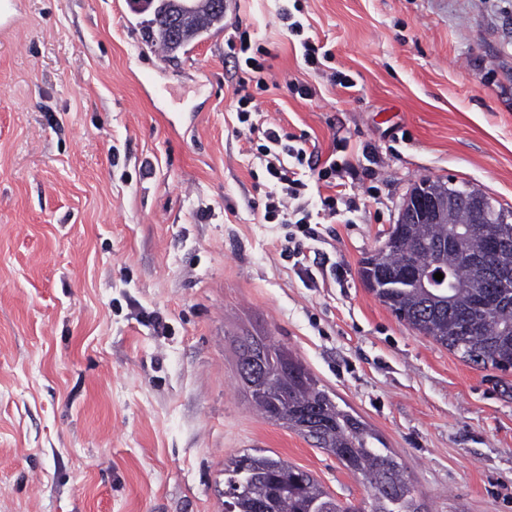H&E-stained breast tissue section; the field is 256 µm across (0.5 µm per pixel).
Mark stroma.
I'll list each match as a JSON object with an SVG mask.
<instances>
[{
  "instance_id": "obj_1",
  "label": "stroma",
  "mask_w": 512,
  "mask_h": 512,
  "mask_svg": "<svg viewBox=\"0 0 512 512\" xmlns=\"http://www.w3.org/2000/svg\"><path fill=\"white\" fill-rule=\"evenodd\" d=\"M231 8L171 58L128 0H14L0 34V512H224V465L252 449L371 512L336 457L252 408L236 367L248 333L383 439L421 512H512V371L412 330L359 276L421 180L512 210V0ZM284 9L331 62L303 63ZM240 30L273 54L267 89L248 87L257 123L335 154L354 202L296 258L235 132Z\"/></svg>"
}]
</instances>
